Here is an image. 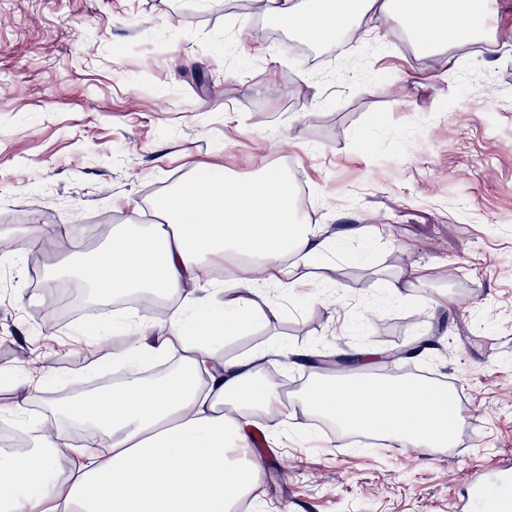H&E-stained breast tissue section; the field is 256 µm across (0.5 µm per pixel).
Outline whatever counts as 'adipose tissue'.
Returning <instances> with one entry per match:
<instances>
[{"instance_id":"obj_1","label":"adipose tissue","mask_w":512,"mask_h":512,"mask_svg":"<svg viewBox=\"0 0 512 512\" xmlns=\"http://www.w3.org/2000/svg\"><path fill=\"white\" fill-rule=\"evenodd\" d=\"M262 11L295 22L324 42L348 33L364 37L379 25L408 18L410 39L421 48L493 45L482 24L485 0H257ZM156 201L171 231L141 224L109 229L110 246L95 253L81 275L100 301L141 290L182 303L167 326L145 322L124 328L116 361L128 364L120 384L60 409L80 417L92 433L76 443L67 428L42 424L33 448H0V512H233L259 489L261 458L246 453L252 411L264 426L288 424L285 396L259 369L278 350L267 347L215 364L212 347L251 320L274 313L258 289L294 288L292 259L325 256L333 238L326 226L303 222L293 199V178L264 168L240 179L205 164ZM240 257L234 277L216 286L209 273ZM234 293L222 313L191 321L189 309L208 307L217 290ZM180 355L182 370L149 380L139 366ZM303 403L342 433L387 440L392 448H444L459 417L444 390L413 381L371 379L314 382ZM39 475L30 484V475Z\"/></svg>"}]
</instances>
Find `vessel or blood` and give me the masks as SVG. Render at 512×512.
<instances>
[{
  "label": "vessel or blood",
  "instance_id": "1",
  "mask_svg": "<svg viewBox=\"0 0 512 512\" xmlns=\"http://www.w3.org/2000/svg\"><path fill=\"white\" fill-rule=\"evenodd\" d=\"M454 512H512V462L503 460L472 475Z\"/></svg>",
  "mask_w": 512,
  "mask_h": 512
}]
</instances>
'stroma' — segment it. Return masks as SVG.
I'll return each mask as SVG.
<instances>
[{"instance_id":"35a3bbf8","label":"stroma","mask_w":512,"mask_h":512,"mask_svg":"<svg viewBox=\"0 0 512 512\" xmlns=\"http://www.w3.org/2000/svg\"><path fill=\"white\" fill-rule=\"evenodd\" d=\"M494 51L420 54L399 25L323 45L317 64L287 27L245 0H0V236L47 224L87 253V225L161 223L156 199L204 162L236 175L290 162L308 223L334 251L298 263L278 315L214 349L224 361L267 346L288 398V432L257 434L260 500L246 512H450L471 472L512 455V0H497ZM365 228L364 238L349 236ZM430 278L394 297V268ZM448 309L433 312L437 289ZM85 315L48 331L25 251L0 261V407L38 374L47 397L90 389L122 335ZM375 350L369 375L430 381L456 398L453 446L334 442L300 400Z\"/></svg>"}]
</instances>
